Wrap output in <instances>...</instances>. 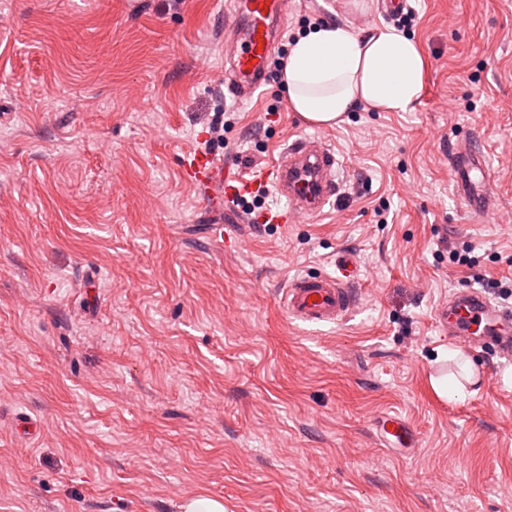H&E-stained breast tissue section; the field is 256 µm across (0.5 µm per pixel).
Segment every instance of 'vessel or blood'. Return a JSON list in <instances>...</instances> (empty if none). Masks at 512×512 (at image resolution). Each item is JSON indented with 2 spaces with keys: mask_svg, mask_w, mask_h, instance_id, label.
Returning <instances> with one entry per match:
<instances>
[{
  "mask_svg": "<svg viewBox=\"0 0 512 512\" xmlns=\"http://www.w3.org/2000/svg\"><path fill=\"white\" fill-rule=\"evenodd\" d=\"M288 7L287 0H231L230 16L239 28L241 42L232 62V75L226 85L236 99L251 97L265 83L267 61L274 45V25ZM339 161L335 151L318 138L300 136L284 148L271 166L257 178L225 169L221 160L210 154L186 153L181 165L185 177L202 187L206 198L232 208L258 186L271 184L287 198V210L259 215L263 224H285L292 217L315 215L338 197L336 179ZM486 166L479 151L455 150L448 158L454 189L469 212L484 215L493 208L490 187L476 180V172ZM359 278L357 262L348 254L336 259L335 274L303 276L292 280L281 299L292 319L320 326L343 321L356 306L354 283ZM438 328L450 340L473 348L490 345L498 358L512 359V310L497 306L482 291L469 288L455 292L436 313ZM379 433L393 447H415V434L407 421L387 415L379 422Z\"/></svg>",
  "mask_w": 512,
  "mask_h": 512,
  "instance_id": "1",
  "label": "vessel or blood"
}]
</instances>
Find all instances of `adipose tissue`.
Returning <instances> with one entry per match:
<instances>
[{"instance_id":"adipose-tissue-1","label":"adipose tissue","mask_w":512,"mask_h":512,"mask_svg":"<svg viewBox=\"0 0 512 512\" xmlns=\"http://www.w3.org/2000/svg\"><path fill=\"white\" fill-rule=\"evenodd\" d=\"M424 67L419 45L396 28L361 37L327 23L294 40L281 80L292 111L331 126L360 103L408 111L421 94Z\"/></svg>"}]
</instances>
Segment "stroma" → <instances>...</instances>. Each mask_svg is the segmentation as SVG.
I'll use <instances>...</instances> for the list:
<instances>
[{"label": "stroma", "instance_id": "1", "mask_svg": "<svg viewBox=\"0 0 512 512\" xmlns=\"http://www.w3.org/2000/svg\"><path fill=\"white\" fill-rule=\"evenodd\" d=\"M426 61L406 112H291L279 73L224 88L228 0H0V512H512V362L436 325L454 291L512 308V0H411ZM366 35L379 0H288ZM232 110L217 158L259 169L300 135L336 152L338 200L295 224L205 206L182 156ZM486 157L474 217L452 145ZM242 243L209 231L218 216ZM472 244L471 266L452 251ZM349 253L358 306L293 321L279 299ZM462 393L437 395L438 367ZM395 414L418 446L387 448ZM39 428L25 435L15 415Z\"/></svg>", "mask_w": 512, "mask_h": 512}]
</instances>
